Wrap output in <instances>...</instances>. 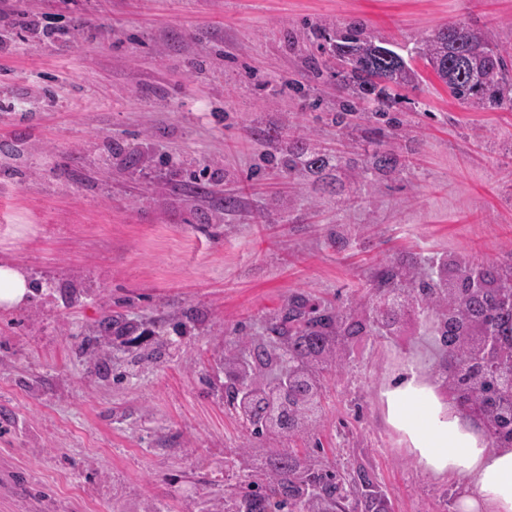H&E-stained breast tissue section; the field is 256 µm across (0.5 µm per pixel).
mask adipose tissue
<instances>
[{"label":"adipose tissue","instance_id":"obj_1","mask_svg":"<svg viewBox=\"0 0 512 512\" xmlns=\"http://www.w3.org/2000/svg\"><path fill=\"white\" fill-rule=\"evenodd\" d=\"M394 421L424 467L462 485L459 512H512V448H500L443 409L430 385L415 379L388 390Z\"/></svg>","mask_w":512,"mask_h":512}]
</instances>
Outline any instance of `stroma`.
I'll list each match as a JSON object with an SVG mask.
<instances>
[{"instance_id": "1", "label": "stroma", "mask_w": 512, "mask_h": 512, "mask_svg": "<svg viewBox=\"0 0 512 512\" xmlns=\"http://www.w3.org/2000/svg\"><path fill=\"white\" fill-rule=\"evenodd\" d=\"M352 20L406 52L451 22L512 42V0H0V264L39 287L0 310V512H223L225 488L267 476L224 361L289 295L360 313L386 260L512 262V111L460 105L421 59L390 109L400 175L315 183L271 164L268 141L299 136L371 153V121L340 132L339 83L312 75L317 31ZM115 313L149 337L87 350ZM426 353L416 323L357 337L315 427L283 447L364 468L390 512H457L440 504L456 482L421 467L385 398L396 356Z\"/></svg>"}]
</instances>
